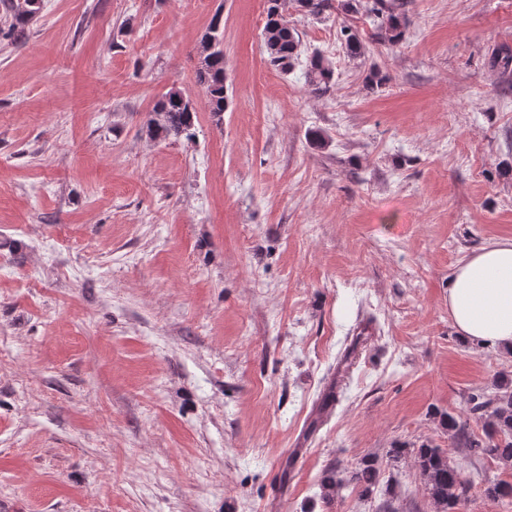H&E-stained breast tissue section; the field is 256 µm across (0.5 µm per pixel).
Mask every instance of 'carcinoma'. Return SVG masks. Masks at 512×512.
<instances>
[{
  "instance_id": "obj_1",
  "label": "carcinoma",
  "mask_w": 512,
  "mask_h": 512,
  "mask_svg": "<svg viewBox=\"0 0 512 512\" xmlns=\"http://www.w3.org/2000/svg\"><path fill=\"white\" fill-rule=\"evenodd\" d=\"M295 11L319 17L331 7V0H267L266 17L262 30L264 53L269 63L281 71H288L300 55L295 25L288 19V4ZM410 0H370L368 17L373 36L389 46L399 45L408 26L406 11ZM5 12L12 17L11 30L21 38L32 16L41 9V0H0ZM346 53L352 57L364 54L360 33L349 26L340 30ZM204 57L196 72L197 84L207 100L209 112L216 123H221L229 105L224 68V22L216 13L200 40ZM491 72L504 78L512 74V50L497 49L489 57ZM334 67L324 55L312 53L308 58L305 79L316 93L327 92L333 84ZM197 110L191 98L171 88L155 102L149 113L146 128L153 138L194 137ZM470 414L483 422L486 438L472 435L466 424L448 415L444 424L453 432L456 447L468 458L490 457L505 469L512 468V387L504 384L493 391L477 390L468 395ZM386 455L397 459L409 455L414 460L424 490L436 506L437 512H458V506L469 493L470 481L463 476L459 465L448 459L442 449L422 444L418 448H389ZM379 466L375 459L365 457L354 468L339 465L325 472L320 482L321 496L331 500L339 491L351 490L361 497L374 492L379 481ZM483 493L491 500L512 498V483L489 480Z\"/></svg>"
}]
</instances>
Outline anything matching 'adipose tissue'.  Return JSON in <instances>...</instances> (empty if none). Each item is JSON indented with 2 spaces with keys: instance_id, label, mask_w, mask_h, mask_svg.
<instances>
[{
  "instance_id": "obj_1",
  "label": "adipose tissue",
  "mask_w": 512,
  "mask_h": 512,
  "mask_svg": "<svg viewBox=\"0 0 512 512\" xmlns=\"http://www.w3.org/2000/svg\"><path fill=\"white\" fill-rule=\"evenodd\" d=\"M448 312L465 340L484 348H512V239L495 241L456 267Z\"/></svg>"
}]
</instances>
